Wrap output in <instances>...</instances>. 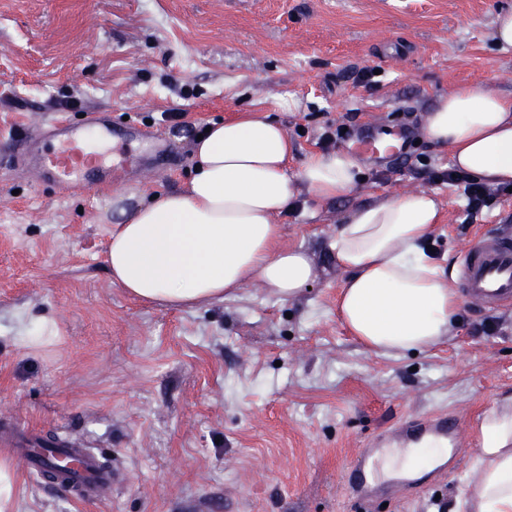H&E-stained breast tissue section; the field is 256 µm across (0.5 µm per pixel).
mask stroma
Masks as SVG:
<instances>
[{"mask_svg": "<svg viewBox=\"0 0 512 512\" xmlns=\"http://www.w3.org/2000/svg\"><path fill=\"white\" fill-rule=\"evenodd\" d=\"M504 9L512 0H0V151L92 112L166 149L113 135L127 161L93 184L0 161V428L56 434L121 471L85 501L16 465L15 512H469L473 429L512 396V305L466 298L450 341L366 352L336 316L344 274L329 243L354 208L430 190L443 204L431 249L457 283L470 244L512 216L504 191L467 217L461 187L432 177L448 151L423 134L465 85L512 100V50L494 38ZM247 109L280 123L294 170L339 125L411 134L398 156L359 154L349 194H304L279 217L281 245L313 256L310 290L283 298L255 280L191 308L133 300L104 261L113 195L183 190L193 136ZM172 110L179 126L162 119ZM42 320L50 344H16ZM440 412L460 424L445 474H384L380 492L351 496V469L380 434Z\"/></svg>", "mask_w": 512, "mask_h": 512, "instance_id": "35a3bbf8", "label": "stroma"}]
</instances>
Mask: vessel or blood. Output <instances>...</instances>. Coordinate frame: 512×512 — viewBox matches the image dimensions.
Returning a JSON list of instances; mask_svg holds the SVG:
<instances>
[{
	"instance_id": "obj_1",
	"label": "vessel or blood",
	"mask_w": 512,
	"mask_h": 512,
	"mask_svg": "<svg viewBox=\"0 0 512 512\" xmlns=\"http://www.w3.org/2000/svg\"><path fill=\"white\" fill-rule=\"evenodd\" d=\"M87 126L102 131L107 128L103 114L93 112L87 114L83 126L55 121L25 132L20 142L44 177L63 185L92 183L105 178L109 169L103 166L98 153L84 148L83 129ZM461 285L468 297L489 306L512 300V235L475 241L464 255ZM457 431V419L448 415L428 421L412 420L395 429L387 443L402 448H444L455 440ZM10 444L13 455L26 457L25 470L31 476L37 475L46 463L76 457L68 482L81 486L85 496H100L115 481L114 472L103 468L90 449L66 443L39 447L31 437H16Z\"/></svg>"
}]
</instances>
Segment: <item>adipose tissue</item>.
Instances as JSON below:
<instances>
[{"mask_svg":"<svg viewBox=\"0 0 512 512\" xmlns=\"http://www.w3.org/2000/svg\"><path fill=\"white\" fill-rule=\"evenodd\" d=\"M424 134L453 164L489 186L512 184V104L490 84L441 97ZM292 145L272 119L243 114L212 123L193 143L184 190L129 208L112 201L105 264L113 284L147 302L224 300L252 279L292 297L311 287L314 261L278 243L277 219L301 193L330 200L356 186L348 151L311 154L290 170ZM433 192L407 191L352 211L330 243L346 278L337 313L365 350L401 355L453 336L461 299L428 243L440 220ZM476 512H512V397L495 402L476 429Z\"/></svg>","mask_w":512,"mask_h":512,"instance_id":"1","label":"adipose tissue"}]
</instances>
